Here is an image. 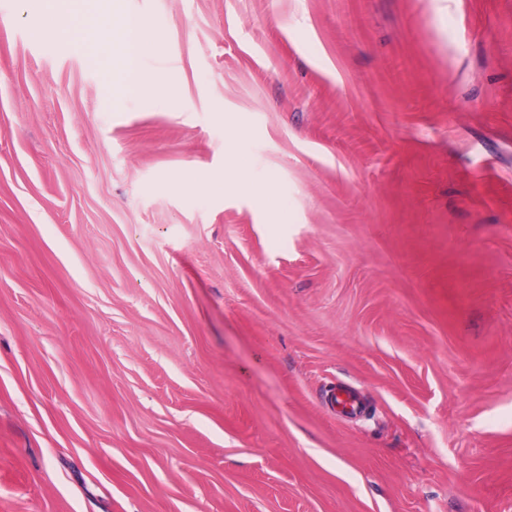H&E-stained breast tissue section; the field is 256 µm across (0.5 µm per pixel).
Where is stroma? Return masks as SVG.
I'll list each match as a JSON object with an SVG mask.
<instances>
[{"label": "stroma", "instance_id": "stroma-1", "mask_svg": "<svg viewBox=\"0 0 512 512\" xmlns=\"http://www.w3.org/2000/svg\"><path fill=\"white\" fill-rule=\"evenodd\" d=\"M45 7L0 0V512H512V0H92L132 95ZM80 1L85 0H49L41 18V32L68 36L77 34L85 42L95 43L98 46L112 47L117 44L121 63L118 91L122 94H131L139 90L137 61L142 52L151 46L148 34L143 30L140 22L134 18L126 19L122 30L117 32L112 29V25L84 20L81 25L69 29L72 16L78 15L76 6Z\"/></svg>", "mask_w": 512, "mask_h": 512}]
</instances>
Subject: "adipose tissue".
I'll return each mask as SVG.
<instances>
[{
    "label": "adipose tissue",
    "mask_w": 512,
    "mask_h": 512,
    "mask_svg": "<svg viewBox=\"0 0 512 512\" xmlns=\"http://www.w3.org/2000/svg\"><path fill=\"white\" fill-rule=\"evenodd\" d=\"M79 0H48V5L41 18V32L47 34L80 35L84 41L101 46H117L121 63L120 93H134L140 88L137 61L151 45L148 34L137 19H126L121 30H114L106 24L85 21L79 26H71L70 21L77 13Z\"/></svg>",
    "instance_id": "obj_1"
}]
</instances>
